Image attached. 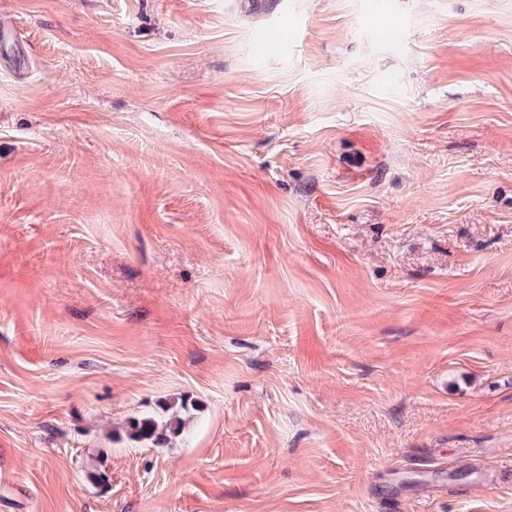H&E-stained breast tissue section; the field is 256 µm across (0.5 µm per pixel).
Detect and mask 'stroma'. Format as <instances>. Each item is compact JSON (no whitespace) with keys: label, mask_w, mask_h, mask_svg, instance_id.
<instances>
[{"label":"stroma","mask_w":512,"mask_h":512,"mask_svg":"<svg viewBox=\"0 0 512 512\" xmlns=\"http://www.w3.org/2000/svg\"><path fill=\"white\" fill-rule=\"evenodd\" d=\"M0 25V512H512V0ZM160 409V412L134 418L130 422L127 432L132 441L152 447L167 443L185 433L186 424L195 410L186 400L164 403Z\"/></svg>","instance_id":"35a3bbf8"}]
</instances>
